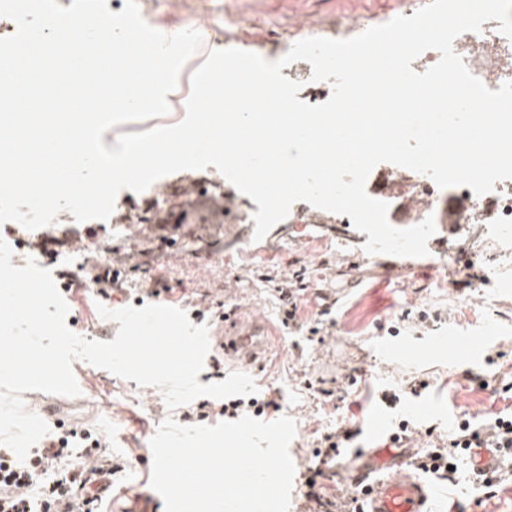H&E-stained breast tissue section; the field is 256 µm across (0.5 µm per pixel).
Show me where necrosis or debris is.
<instances>
[{
	"label": "necrosis or debris",
	"instance_id": "obj_1",
	"mask_svg": "<svg viewBox=\"0 0 512 512\" xmlns=\"http://www.w3.org/2000/svg\"><path fill=\"white\" fill-rule=\"evenodd\" d=\"M364 29L363 22L339 19L296 27L282 34L279 42L287 50L305 38L345 39ZM454 50L490 90L512 81V41L499 32L497 21L483 23L481 31L459 35ZM366 190L388 203V219L393 224H418L430 217L438 224L492 225L495 237L509 244L502 260L512 263V180L498 182L493 192L478 196L466 186L438 188L427 175L385 163L371 172Z\"/></svg>",
	"mask_w": 512,
	"mask_h": 512
}]
</instances>
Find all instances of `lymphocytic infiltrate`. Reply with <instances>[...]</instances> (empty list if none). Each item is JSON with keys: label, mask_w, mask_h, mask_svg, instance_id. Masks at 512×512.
<instances>
[{"label": "lymphocytic infiltrate", "mask_w": 512, "mask_h": 512, "mask_svg": "<svg viewBox=\"0 0 512 512\" xmlns=\"http://www.w3.org/2000/svg\"><path fill=\"white\" fill-rule=\"evenodd\" d=\"M265 406L254 397L221 402L203 400L185 419L262 415ZM493 448L512 457V417L502 415L476 426L462 421L417 462L419 471L452 480V465L472 448ZM105 440L90 430L70 428L50 435L18 462L11 449L0 448V512H98L103 493L117 473Z\"/></svg>", "instance_id": "f902f5d3"}]
</instances>
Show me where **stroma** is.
<instances>
[{
  "instance_id": "1",
  "label": "stroma",
  "mask_w": 512,
  "mask_h": 512,
  "mask_svg": "<svg viewBox=\"0 0 512 512\" xmlns=\"http://www.w3.org/2000/svg\"><path fill=\"white\" fill-rule=\"evenodd\" d=\"M143 16L178 14L205 30L209 49L252 50L262 45L275 59L278 34L299 23L355 16L374 23L395 12L397 0H137ZM243 18L235 26V18ZM207 181L212 197L230 194L237 209L252 205L234 191L215 167L183 170L164 176L170 192L183 193L190 183ZM151 195L122 191L111 224L95 227V240L111 239L112 266L122 288L110 306L132 305L139 288L150 281L168 286L160 304L181 306L187 299L223 301L279 325L275 282L300 274L297 324L272 337L265 365L256 373L260 394L276 399L278 415L295 419L297 432L289 446L295 466L290 512H302L301 494L310 475L312 452L321 437L340 426L355 432L352 447H369L371 431L389 432L410 420L416 447L425 451L450 434L458 420L481 423L512 412V277L493 271L494 247L476 243L477 230L466 225L449 236L446 254L430 251L420 258L368 254L367 234L353 225L335 230L311 224H277L261 241L254 229L240 224L224 229L205 211L188 208L182 218L150 209ZM151 213L152 223L131 225L127 219ZM167 218L165 229L156 219ZM477 263L480 279L465 289L448 281V269L459 266V252ZM97 298L83 292L73 303L70 329L86 339L113 340L118 323L101 318ZM430 322L420 323V314ZM322 323V337L311 325ZM495 364H487V356ZM73 371L80 396L28 391L31 412L48 425L57 421L95 430L106 440L121 471L104 512L122 506L126 512H165L164 502L149 484V441L169 417L162 393L135 381L77 361ZM427 381L420 396L387 408L384 392H395L411 379ZM472 462L463 459L455 475L456 492L435 500L433 512H512V467L494 495L470 482Z\"/></svg>"
}]
</instances>
